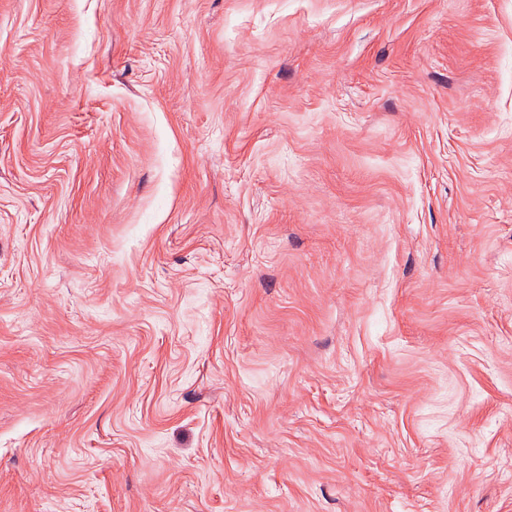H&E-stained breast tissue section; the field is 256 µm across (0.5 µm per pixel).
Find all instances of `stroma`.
I'll list each match as a JSON object with an SVG mask.
<instances>
[{"label": "stroma", "mask_w": 512, "mask_h": 512, "mask_svg": "<svg viewBox=\"0 0 512 512\" xmlns=\"http://www.w3.org/2000/svg\"><path fill=\"white\" fill-rule=\"evenodd\" d=\"M0 512H512V0H0Z\"/></svg>", "instance_id": "stroma-1"}]
</instances>
